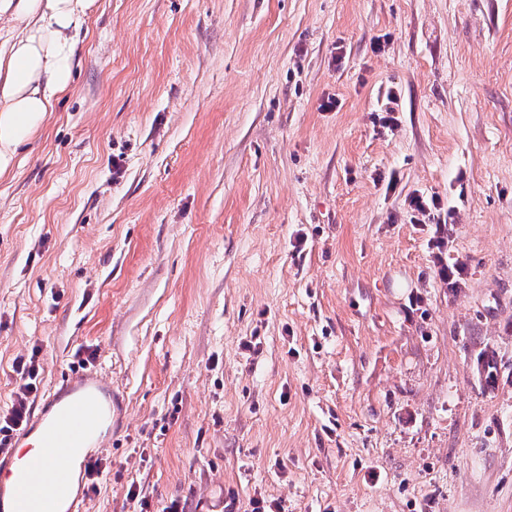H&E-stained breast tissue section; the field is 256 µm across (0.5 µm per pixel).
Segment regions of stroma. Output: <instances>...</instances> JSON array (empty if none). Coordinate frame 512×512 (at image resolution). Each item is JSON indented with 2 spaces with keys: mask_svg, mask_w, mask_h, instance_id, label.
<instances>
[{
  "mask_svg": "<svg viewBox=\"0 0 512 512\" xmlns=\"http://www.w3.org/2000/svg\"><path fill=\"white\" fill-rule=\"evenodd\" d=\"M78 55L0 177V413L111 383L85 512H512V0H97ZM408 206L411 210L410 221L414 224H451L449 220H452V214L448 212L447 218H443L441 221L440 210L443 208L440 205L438 199L426 198L420 195H413L409 199ZM12 368L20 382L13 392L10 409L0 415V471L13 468V448L7 453L3 451L10 447L14 434L28 423L33 403L31 398L38 389L36 382L40 375V366L34 353L28 359L15 358Z\"/></svg>",
  "mask_w": 512,
  "mask_h": 512,
  "instance_id": "35a3bbf8",
  "label": "stroma"
}]
</instances>
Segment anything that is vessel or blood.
Segmentation results:
<instances>
[{
  "instance_id": "vessel-or-blood-1",
  "label": "vessel or blood",
  "mask_w": 512,
  "mask_h": 512,
  "mask_svg": "<svg viewBox=\"0 0 512 512\" xmlns=\"http://www.w3.org/2000/svg\"><path fill=\"white\" fill-rule=\"evenodd\" d=\"M110 388L103 377L91 374L73 385L67 395L48 394L45 412L33 423L39 432L40 452L19 468L14 465L13 453H0V471L13 473L11 484L0 482V506L9 505L10 512H82L83 491L57 461L81 456L90 462L103 456L106 441L98 431L111 418L112 407L101 394Z\"/></svg>"
}]
</instances>
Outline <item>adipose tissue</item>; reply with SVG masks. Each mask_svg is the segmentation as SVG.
<instances>
[{
  "label": "adipose tissue",
  "instance_id": "adipose-tissue-1",
  "mask_svg": "<svg viewBox=\"0 0 512 512\" xmlns=\"http://www.w3.org/2000/svg\"><path fill=\"white\" fill-rule=\"evenodd\" d=\"M96 0H0V175L69 90L78 34Z\"/></svg>",
  "mask_w": 512,
  "mask_h": 512
}]
</instances>
